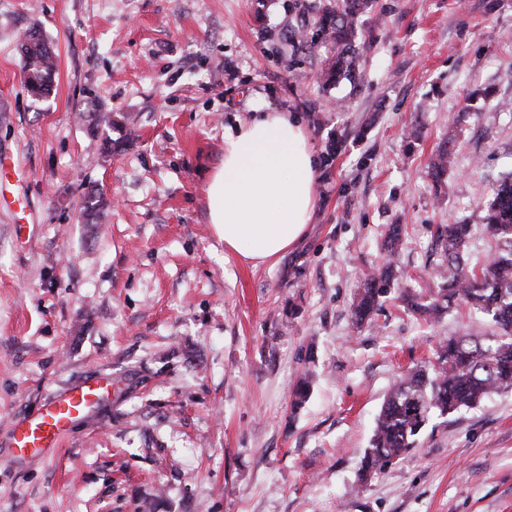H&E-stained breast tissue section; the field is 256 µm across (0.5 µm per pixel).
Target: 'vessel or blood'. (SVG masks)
<instances>
[{
	"label": "vessel or blood",
	"instance_id": "b4317fda",
	"mask_svg": "<svg viewBox=\"0 0 512 512\" xmlns=\"http://www.w3.org/2000/svg\"><path fill=\"white\" fill-rule=\"evenodd\" d=\"M21 172L11 158L0 156V209L25 210V196L15 190ZM104 387L95 381L65 391L45 403L32 416L16 419L10 430V452L16 460H36L58 448L71 424L86 415L103 397Z\"/></svg>",
	"mask_w": 512,
	"mask_h": 512
}]
</instances>
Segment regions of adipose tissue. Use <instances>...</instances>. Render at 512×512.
I'll use <instances>...</instances> for the list:
<instances>
[{"instance_id": "ef3b65f1", "label": "adipose tissue", "mask_w": 512, "mask_h": 512, "mask_svg": "<svg viewBox=\"0 0 512 512\" xmlns=\"http://www.w3.org/2000/svg\"><path fill=\"white\" fill-rule=\"evenodd\" d=\"M316 162L296 114L256 113L227 129L224 164L206 186L225 253L259 265L304 237L316 206Z\"/></svg>"}]
</instances>
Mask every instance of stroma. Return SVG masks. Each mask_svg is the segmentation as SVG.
I'll use <instances>...</instances> for the list:
<instances>
[{
	"mask_svg": "<svg viewBox=\"0 0 512 512\" xmlns=\"http://www.w3.org/2000/svg\"><path fill=\"white\" fill-rule=\"evenodd\" d=\"M322 3L0 0V152L30 202L0 210V512H512V391L361 471L392 385L488 320L393 295L362 326L349 310L390 225L414 288L436 225H472L469 264L496 252L481 207L512 174V0H373L358 74L331 85ZM34 30L57 67L40 101ZM258 111L302 117L318 175L306 236L254 267L225 254L205 187L225 128ZM96 375L110 393L60 447L11 461L14 419ZM25 87L33 99L47 98L53 87L55 59L47 42L31 32L21 47Z\"/></svg>",
	"mask_w": 512,
	"mask_h": 512,
	"instance_id": "obj_1",
	"label": "stroma"
}]
</instances>
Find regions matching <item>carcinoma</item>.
<instances>
[{
  "instance_id": "cac0c4a2",
  "label": "carcinoma",
  "mask_w": 512,
  "mask_h": 512,
  "mask_svg": "<svg viewBox=\"0 0 512 512\" xmlns=\"http://www.w3.org/2000/svg\"><path fill=\"white\" fill-rule=\"evenodd\" d=\"M371 0H328L318 19V32L332 43L336 57L321 71L329 84L352 79L363 46L357 43L356 20ZM22 71L30 97L46 98L53 87L55 59L41 34L33 31L21 47ZM453 165L452 150L441 145L430 164L440 182ZM486 230L500 249L482 268L464 260L472 232L470 224H438L433 246L440 254L426 291L403 289L407 310L438 316L457 301L485 316L492 332L484 338L452 336L439 343L435 360L401 378L388 392L378 414L366 452L364 471H381L416 447L417 438L435 416L445 417L473 409L490 394L512 389V178L492 184L485 204ZM404 245L402 227L391 226L385 242L386 261L366 274L354 295L350 311L354 323L372 319L381 300L394 290V265Z\"/></svg>"
}]
</instances>
